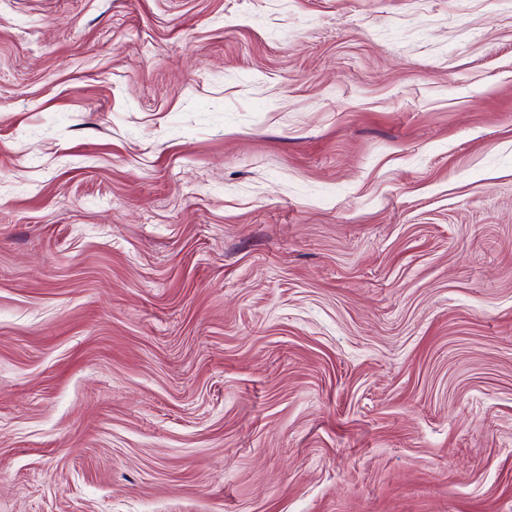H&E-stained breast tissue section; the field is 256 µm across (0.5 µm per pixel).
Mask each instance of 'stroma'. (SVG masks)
<instances>
[{
    "instance_id": "stroma-1",
    "label": "stroma",
    "mask_w": 512,
    "mask_h": 512,
    "mask_svg": "<svg viewBox=\"0 0 512 512\" xmlns=\"http://www.w3.org/2000/svg\"><path fill=\"white\" fill-rule=\"evenodd\" d=\"M0 512H512V0H0Z\"/></svg>"
}]
</instances>
